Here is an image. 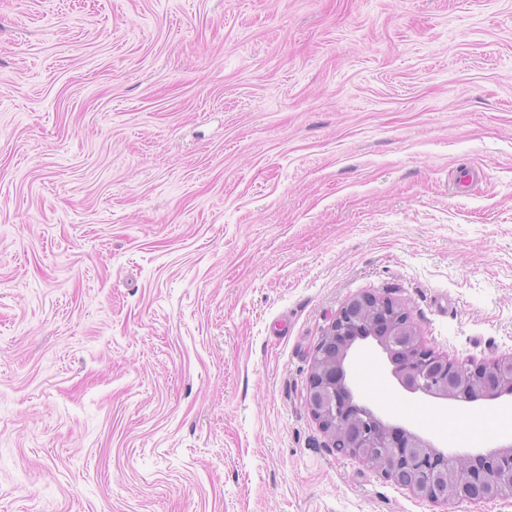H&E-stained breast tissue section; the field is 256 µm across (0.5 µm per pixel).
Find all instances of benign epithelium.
Listing matches in <instances>:
<instances>
[{
  "instance_id": "1",
  "label": "benign epithelium",
  "mask_w": 512,
  "mask_h": 512,
  "mask_svg": "<svg viewBox=\"0 0 512 512\" xmlns=\"http://www.w3.org/2000/svg\"><path fill=\"white\" fill-rule=\"evenodd\" d=\"M378 346L410 395L474 402L512 395V355L488 363L423 351L410 313L391 298L359 295L333 319L312 358L307 403L331 447L380 471L419 498L448 505L512 495V445L450 456L354 403L346 361L356 342Z\"/></svg>"
}]
</instances>
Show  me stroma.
<instances>
[{
  "label": "stroma",
  "instance_id": "1",
  "mask_svg": "<svg viewBox=\"0 0 512 512\" xmlns=\"http://www.w3.org/2000/svg\"><path fill=\"white\" fill-rule=\"evenodd\" d=\"M360 294L512 354V0H0V512H512L327 446ZM348 364L440 451L512 443L510 396Z\"/></svg>",
  "mask_w": 512,
  "mask_h": 512
}]
</instances>
